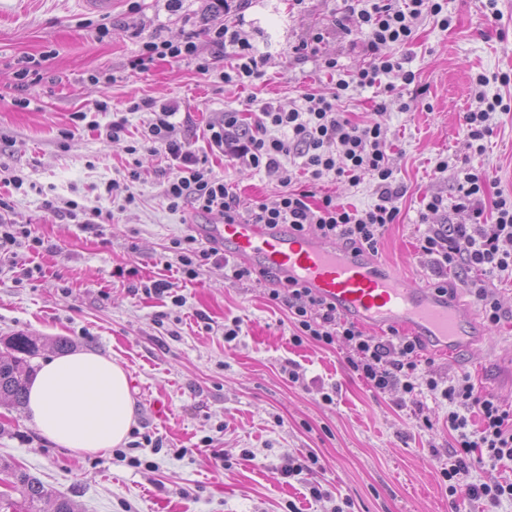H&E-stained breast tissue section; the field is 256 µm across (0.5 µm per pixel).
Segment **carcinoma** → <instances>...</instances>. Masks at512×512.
Here are the masks:
<instances>
[{
  "label": "carcinoma",
  "instance_id": "obj_1",
  "mask_svg": "<svg viewBox=\"0 0 512 512\" xmlns=\"http://www.w3.org/2000/svg\"><path fill=\"white\" fill-rule=\"evenodd\" d=\"M39 352L37 343L29 336L18 334L4 342L0 350V400L21 405L33 375L31 360ZM7 475V482L20 495L15 500L9 494H0V512H42L41 503L49 495L48 490L25 470L0 464V474Z\"/></svg>",
  "mask_w": 512,
  "mask_h": 512
}]
</instances>
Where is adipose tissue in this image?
<instances>
[{
    "label": "adipose tissue",
    "instance_id": "1",
    "mask_svg": "<svg viewBox=\"0 0 512 512\" xmlns=\"http://www.w3.org/2000/svg\"><path fill=\"white\" fill-rule=\"evenodd\" d=\"M26 415L47 440L95 454L125 443L135 401L119 363L77 352L42 360L28 390Z\"/></svg>",
    "mask_w": 512,
    "mask_h": 512
}]
</instances>
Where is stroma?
Wrapping results in <instances>:
<instances>
[{"label":"stroma","instance_id":"1","mask_svg":"<svg viewBox=\"0 0 512 512\" xmlns=\"http://www.w3.org/2000/svg\"><path fill=\"white\" fill-rule=\"evenodd\" d=\"M441 2L450 28L422 20L408 43L392 49L413 81L393 72L369 88L355 82L367 64L359 34L336 29L345 0H112L105 15L88 12L83 0H0V167L24 180L18 191L0 185L8 204L0 217L43 241L39 254L22 246L15 258L0 257V340L28 334L45 358L64 337L72 350L116 359L136 403L133 432L163 441L159 449L128 447L120 455L77 453L29 426L23 407L0 402V462L22 466L52 496L76 501L80 512H331L346 500L350 512L461 508L440 474L454 442L446 407L429 399L404 406L401 392H371L349 371L344 349L294 345L288 309L270 300L268 283L231 285L223 267L209 264L196 280L179 282L184 306L139 292L140 283L169 278L164 262L173 239L218 218L170 209L162 195L171 174L166 158L127 152L149 119L128 113L131 101L176 105L182 133L249 209L272 201L280 186L263 171L212 154L207 125L228 110L250 119L268 102L291 108L308 94L338 95L352 122L376 120L385 128L390 166L407 189L378 258L407 279L427 280L416 249L424 198H443L430 223L469 221L452 210L456 181L438 172V162L483 171L512 195V84L501 81L502 73L512 74V0ZM220 19L240 22L266 55L261 78L223 83L220 74L235 59L231 46L205 74L190 58L157 61L146 73L131 68L144 42L175 41ZM318 32L325 38L316 44ZM328 57L336 58V72L323 68ZM29 58L37 66L25 75ZM93 74L113 80L94 87ZM480 75L485 83H477ZM341 79L349 84L342 92ZM496 96L510 109L495 112L494 133L475 153L464 114ZM100 100L108 111L97 110ZM382 100L388 109L379 115ZM78 112L85 121H75ZM117 114L127 116L128 133L113 143L96 128ZM134 169L138 205L124 208L100 196L102 182ZM315 191L352 210L377 202L368 176L355 185L327 178ZM69 199L114 218L79 224L58 210ZM31 262L43 271L23 278L21 268ZM130 266L138 276L116 277L117 268ZM500 294L506 316L489 328L486 343L425 356L443 376L469 375L512 403V280L501 282ZM234 319L241 332L228 343L224 326ZM292 370L298 382L289 380ZM326 393L332 403L323 401ZM428 420L433 429L425 428ZM312 454L319 459V501L310 497L306 475L282 473Z\"/></svg>","mask_w":512,"mask_h":512}]
</instances>
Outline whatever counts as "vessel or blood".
<instances>
[{
	"instance_id": "1",
	"label": "vessel or blood",
	"mask_w": 512,
	"mask_h": 512,
	"mask_svg": "<svg viewBox=\"0 0 512 512\" xmlns=\"http://www.w3.org/2000/svg\"><path fill=\"white\" fill-rule=\"evenodd\" d=\"M199 232L223 243L235 258L311 289L357 325L407 332L439 353L470 351L484 340L476 330L474 308L440 296L427 283L384 271L373 255H356L319 235L299 234L285 226L205 224Z\"/></svg>"
}]
</instances>
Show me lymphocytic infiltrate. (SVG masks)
I'll return each instance as SVG.
<instances>
[{
  "label": "lymphocytic infiltrate",
  "instance_id": "lymphocytic-infiltrate-1",
  "mask_svg": "<svg viewBox=\"0 0 512 512\" xmlns=\"http://www.w3.org/2000/svg\"><path fill=\"white\" fill-rule=\"evenodd\" d=\"M423 18L432 19L444 29L451 24L438 0H357L349 6L336 24L347 32L358 31L363 37L368 63L358 72L357 85L374 86L380 76L400 68L392 49L406 44ZM207 36L215 53H223L228 44L236 49V64L221 74L224 82L243 85L260 77L262 60L242 28L219 22L209 28ZM193 56L198 57L196 35L190 32L178 43H144L131 66L145 72L156 60ZM129 109L153 114L142 131L140 146L150 153H163L172 162L173 173L163 188L171 209L188 207L200 214L220 216L228 224H285L298 233L315 227L322 237L340 241L356 254L377 253L385 228L399 218L400 211L392 201L401 196L403 189L389 166L384 128L377 122L352 123L335 99L310 97L305 106L288 110L269 103L251 125L240 113L227 111L209 124L210 143L225 160L265 171L283 187L274 201L246 211L241 210L233 188L214 174L206 158L198 156L179 135L173 110L156 108L150 99L132 102ZM291 154L301 158L299 170L284 166V159ZM300 172L314 181L329 175L344 176L353 184L361 176L370 175L378 201L363 212L348 209L330 196L312 203L310 192L292 188ZM487 199L491 200L494 213L490 222L484 217L483 202ZM453 207L469 212V223L428 225L419 239V252L428 263L431 284L439 294L449 292V272L470 271L472 277L466 286L472 301L487 325H497L504 310L492 283L512 277V252L504 248L505 243L512 242V195L489 192L486 174L471 169L457 180ZM170 250L177 272L190 281L213 260L223 263L228 283L272 282L269 296L287 306L292 342L345 346L349 369L371 391L384 394L398 388L410 403H417L419 397L426 395L447 406L446 422L454 445L451 464L441 470L446 492L493 507L512 502V481L475 484L467 480L473 467L494 469L512 463V405L481 390L470 376L451 379L423 368V342L419 337L395 329L380 338L367 335L342 318L332 302L310 289L280 281L270 270L227 259L219 246H203L195 235L174 239Z\"/></svg>",
  "mask_w": 512,
  "mask_h": 512
}]
</instances>
